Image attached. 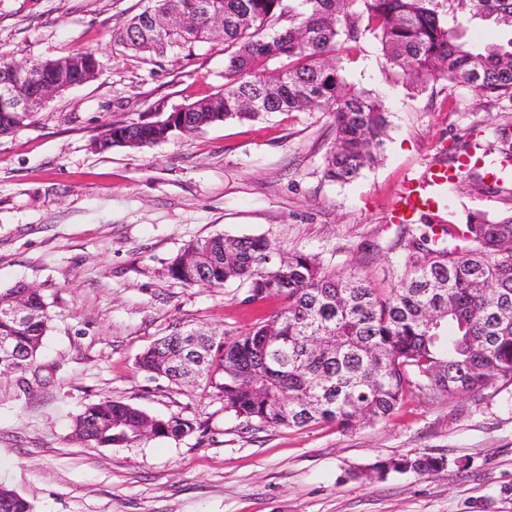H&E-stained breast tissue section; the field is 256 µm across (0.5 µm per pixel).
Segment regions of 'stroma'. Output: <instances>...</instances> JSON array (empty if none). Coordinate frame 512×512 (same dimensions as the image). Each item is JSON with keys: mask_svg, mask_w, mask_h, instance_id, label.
I'll list each match as a JSON object with an SVG mask.
<instances>
[{"mask_svg": "<svg viewBox=\"0 0 512 512\" xmlns=\"http://www.w3.org/2000/svg\"><path fill=\"white\" fill-rule=\"evenodd\" d=\"M144 0H0V53L14 61L96 50V79L57 95L25 127L0 134V288L22 281L50 316L24 373H0V485L34 512H512V382L452 398L416 394L386 421L343 431L259 427L204 384L140 371L162 336L249 328L271 303L245 287L186 286L168 272L190 241L263 236L316 255L324 269L382 283L403 270L409 237L388 214L402 183L470 144L498 151L512 104L440 81L416 91L373 36L344 52L346 81L378 97L389 125L378 161L341 184L323 175L333 143L326 112L225 122L144 148L96 152L129 124L224 86V44L134 53L114 39ZM448 207L496 218L512 201L448 187ZM111 398L197 430L128 448L76 440L84 408ZM441 471L373 473L405 455Z\"/></svg>", "mask_w": 512, "mask_h": 512, "instance_id": "stroma-1", "label": "stroma"}]
</instances>
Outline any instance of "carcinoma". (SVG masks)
<instances>
[{"label": "carcinoma", "mask_w": 512, "mask_h": 512, "mask_svg": "<svg viewBox=\"0 0 512 512\" xmlns=\"http://www.w3.org/2000/svg\"><path fill=\"white\" fill-rule=\"evenodd\" d=\"M146 0L116 34L125 47L163 55L193 51L216 36L213 19L224 17V88L190 103L160 126L146 119L114 124L102 135L108 146L150 147L217 122L254 121L274 112H328L333 147L324 177L353 180L373 164L388 126L383 103L346 82L340 53L368 33L380 42L391 68L415 88L431 82L470 87L482 98L512 101V39L472 47L440 8L480 16L512 29V0ZM159 16L188 14L190 26L158 41L146 10ZM274 31L265 37L263 32ZM89 51L34 61L23 87L29 96L60 75L71 86L89 77L79 67ZM262 85L256 108L244 106ZM27 113L0 110V134L25 126ZM465 177L481 193L512 197V188L489 184L477 167ZM413 253L396 279L377 285L355 275L323 269L316 256L283 252L261 236L215 234L187 244L169 266L186 286L247 285L245 300L277 299L281 306L263 321L236 334L204 328L158 339L137 357L140 369L180 385L186 372L168 366L180 343L199 334L205 351L193 381H203L224 398V408L263 427L303 429L334 423L351 430L389 419L415 391L452 398L481 390L495 379L512 381V213L490 218L471 213L448 221L442 236L411 241ZM35 320L17 322L0 313V343H26L27 353L10 360L12 370L34 364L49 327L43 296H29ZM126 426L93 431L104 418ZM150 422L151 437L180 441L196 431L180 415L152 416L132 405L103 399L76 417L75 434L88 446L127 448L145 439L136 425ZM444 461L406 456L380 461L374 471L431 474Z\"/></svg>", "instance_id": "1"}]
</instances>
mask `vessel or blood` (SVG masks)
<instances>
[{"instance_id": "b4317fda", "label": "vessel or blood", "mask_w": 512, "mask_h": 512, "mask_svg": "<svg viewBox=\"0 0 512 512\" xmlns=\"http://www.w3.org/2000/svg\"><path fill=\"white\" fill-rule=\"evenodd\" d=\"M476 163L484 167L489 180L503 178V168L497 161L485 158L476 161L469 155L461 156L458 165L454 167L443 162L428 165L418 176L404 182L391 211V223L413 224L425 214L433 215L440 221L444 220L442 193L449 183L457 181L463 171Z\"/></svg>"}]
</instances>
